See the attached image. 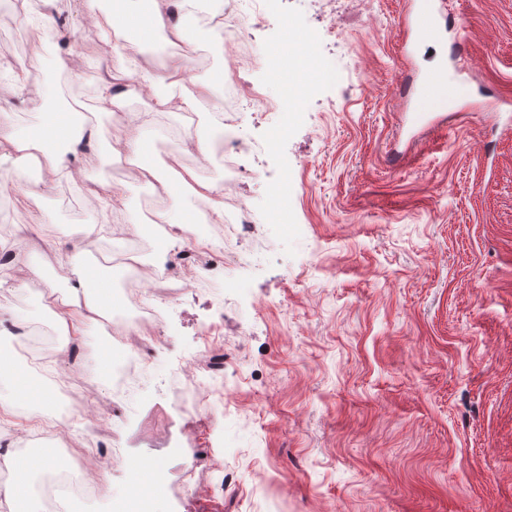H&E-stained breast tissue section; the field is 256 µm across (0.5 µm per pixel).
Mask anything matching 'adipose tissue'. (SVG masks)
<instances>
[{
    "mask_svg": "<svg viewBox=\"0 0 512 512\" xmlns=\"http://www.w3.org/2000/svg\"><path fill=\"white\" fill-rule=\"evenodd\" d=\"M89 22L102 33L117 34L130 27H137L139 35L125 39L115 47V65L111 74L98 87V101L102 111H109L119 103L125 92L118 87V80L138 76V94L147 96L151 104L147 111L134 112L129 116L133 129L139 130L150 124L155 115L165 112L223 111L222 100L215 94V77L187 75L184 56H172L168 64L149 66L141 64L139 47L151 41L156 34H163L166 42L177 45L183 42L184 33L173 10L184 9V0H83ZM78 129L71 120L70 111L47 113L39 127L22 132L14 125L0 123V158L11 160L13 171L0 175V192L18 186L19 180L29 170L56 176L66 175L87 181L88 199L100 211L103 223H111L113 204L122 200L126 186L121 182L94 178V154L77 151ZM130 153L139 156L140 176L143 179H167L181 191L205 202L216 221L224 219V194L221 186L201 181L189 168L160 166L141 158V145L137 138H128L116 148V156ZM58 256L56 277L64 285L65 292L51 310L57 326L69 340L78 342L95 322L101 306L102 295L112 290L110 282H98L93 266L77 268L76 254L68 252L63 244H55ZM35 471L22 473L17 482L0 489V512H29L33 492L34 473L47 472L59 464L55 449L40 448Z\"/></svg>",
    "mask_w": 512,
    "mask_h": 512,
    "instance_id": "obj_1",
    "label": "adipose tissue"
}]
</instances>
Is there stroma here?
<instances>
[{
  "instance_id": "stroma-1",
  "label": "stroma",
  "mask_w": 512,
  "mask_h": 512,
  "mask_svg": "<svg viewBox=\"0 0 512 512\" xmlns=\"http://www.w3.org/2000/svg\"><path fill=\"white\" fill-rule=\"evenodd\" d=\"M455 15L438 41L406 42L407 0H354L342 16L316 0H266L288 14L317 48L290 73L313 75L297 104L283 100L267 63L294 49L283 26L253 30L264 66L245 72L280 99L288 135L257 112L239 132L263 160L236 193L258 233L229 270L223 309L211 288L163 304L164 338L151 367L107 420L125 460L155 463L146 490L156 512H512V0H435ZM46 28L0 13V114L28 130L43 121L26 95L10 92L14 61L57 85L55 59L77 53L63 103L83 104L111 127L96 90L113 65L114 37L92 26L82 0H58ZM80 28L78 43L68 39ZM466 41L472 91L459 112L426 125L410 114L424 73L453 64ZM199 112L156 116L145 155L165 160L176 133L204 125ZM292 185L275 218L279 174ZM35 184L0 194V251L25 243L31 279L0 269V299L15 323L40 330L31 353L47 382L68 377L63 335L48 302L56 265L52 241H85L99 221L83 181L29 171ZM48 230H23L20 214ZM224 323L223 418L189 448L168 387L174 365L192 359L201 336ZM87 374L70 379L63 401L112 397L110 342L91 327L80 345ZM216 452L223 472L208 491L173 497L183 465ZM64 512H132L129 474Z\"/></svg>"
}]
</instances>
